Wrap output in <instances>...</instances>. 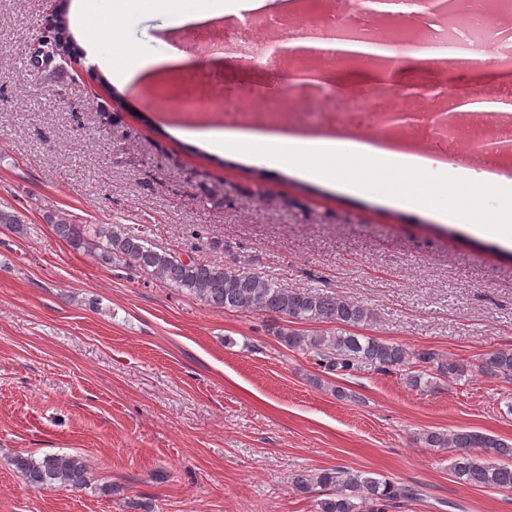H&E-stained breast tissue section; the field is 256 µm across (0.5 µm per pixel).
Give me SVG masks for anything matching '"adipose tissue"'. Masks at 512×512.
<instances>
[{
	"mask_svg": "<svg viewBox=\"0 0 512 512\" xmlns=\"http://www.w3.org/2000/svg\"><path fill=\"white\" fill-rule=\"evenodd\" d=\"M146 3L181 27L218 15L261 11L269 0H80L77 21L91 33L88 51L121 86L181 56L174 48L167 59L148 57L123 43L113 18L133 20ZM184 135L210 153L285 169L307 181H340L349 193L383 196L406 209L427 210L441 221L469 225L476 235L492 224L503 241L512 243V179L488 169L386 148L378 138L363 134H300L234 124L188 129Z\"/></svg>",
	"mask_w": 512,
	"mask_h": 512,
	"instance_id": "ef3b65f1",
	"label": "adipose tissue"
}]
</instances>
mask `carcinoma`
<instances>
[{
  "mask_svg": "<svg viewBox=\"0 0 512 512\" xmlns=\"http://www.w3.org/2000/svg\"><path fill=\"white\" fill-rule=\"evenodd\" d=\"M66 2L51 25L28 47L35 62H54L62 49L72 51V37L65 19ZM55 234L77 251L87 252L105 268L137 269L150 277L186 291L203 304L241 313L271 315L293 324H338L344 329L310 333L285 326L273 327V334L285 346L300 350L314 363L331 372L347 373L364 364L382 371H404L413 387L422 383V373L409 371L413 361L429 363L435 353H409L400 345L359 336L348 327L369 326L375 313L367 306L332 294L287 288L281 283L233 267L182 257L159 250L141 235L122 224H76L67 218L52 221ZM450 379L460 380L474 371L512 381V349L489 354L479 365L450 360L438 366ZM428 448H446L451 472L467 484L512 490V444L476 431L429 432L422 436ZM490 451L495 460L480 456ZM12 465L26 482L38 490L57 486L82 490L91 484L83 457L46 454L42 457L16 455ZM297 491L314 494L315 512H388L400 501H416L413 485L371 477L366 472L344 468L302 471L293 477Z\"/></svg>",
  "mask_w": 512,
  "mask_h": 512,
  "instance_id": "obj_1",
  "label": "carcinoma"
}]
</instances>
